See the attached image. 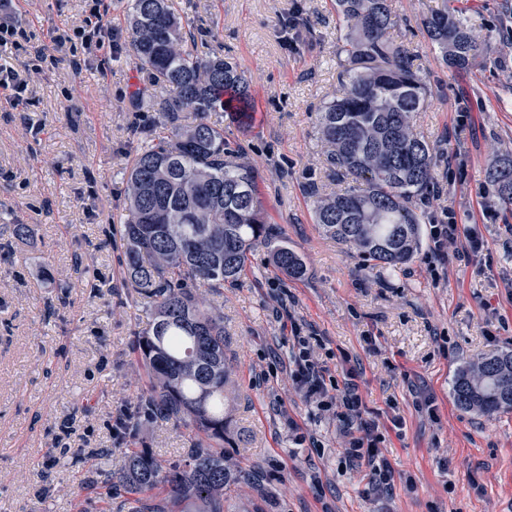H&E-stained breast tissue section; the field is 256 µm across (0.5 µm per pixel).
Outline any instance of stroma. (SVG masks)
<instances>
[{"mask_svg": "<svg viewBox=\"0 0 512 512\" xmlns=\"http://www.w3.org/2000/svg\"><path fill=\"white\" fill-rule=\"evenodd\" d=\"M485 42L475 67L443 68L420 21L447 2ZM91 0H25L13 21L30 44L53 28L83 25ZM112 0L116 37L106 70L74 74L43 64L22 102L0 88V512H100L94 481L119 471L128 449L162 464L197 437L174 420L142 422L116 436V418L148 387L134 350L146 301L120 274L113 226L126 218L131 161L167 130L155 103L165 86L136 66L127 15ZM198 55H228L252 79L253 120L224 111L207 120L258 175L262 204L280 239L304 258L305 277L283 278L258 248L237 284L206 293L224 316L229 385L224 455L236 480L224 512H512V412L460 410L458 367L512 351V211L487 180L512 153V15L504 0H394L396 40L431 73L418 128L439 150L435 223L475 225L488 243L480 262L431 265L420 251L401 268L364 264L313 219L312 189L339 186L325 163L318 112L346 65L334 0H174ZM298 18L294 45L282 22ZM17 224L34 229L19 241ZM332 380L353 370L394 477L375 488L351 462L338 423L314 411L292 384L290 329L280 302ZM435 400V414L422 407ZM400 417L393 426L392 417Z\"/></svg>", "mask_w": 512, "mask_h": 512, "instance_id": "1", "label": "stroma"}]
</instances>
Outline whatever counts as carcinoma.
Returning a JSON list of instances; mask_svg holds the SVG:
<instances>
[{
  "mask_svg": "<svg viewBox=\"0 0 512 512\" xmlns=\"http://www.w3.org/2000/svg\"><path fill=\"white\" fill-rule=\"evenodd\" d=\"M345 33V85L318 116L334 174L354 186L319 195L314 218L323 232L364 260L396 269L421 249L422 205L438 194V154L414 129L430 77L414 68L415 54L390 37L393 0H335ZM129 30L136 64L170 88L159 104L169 135L134 158L124 189L127 220L120 234L124 279L153 303V320L136 340L150 386L126 419H174L203 435L179 463L128 449L124 469L99 486L103 504L121 489L144 502L141 512H224L233 477L224 456V316L204 308L197 288L235 284L260 246L271 249L282 275L306 274L302 257L266 224L254 170L205 121L218 108L245 118L251 85L230 58L193 55L195 34L171 0H132ZM445 66L472 68L484 45L455 8L422 21ZM197 119L185 124L181 113ZM488 179L512 210V155ZM458 408L484 416L512 411V351L463 366L452 383Z\"/></svg>",
  "mask_w": 512,
  "mask_h": 512,
  "instance_id": "obj_1",
  "label": "carcinoma"
}]
</instances>
